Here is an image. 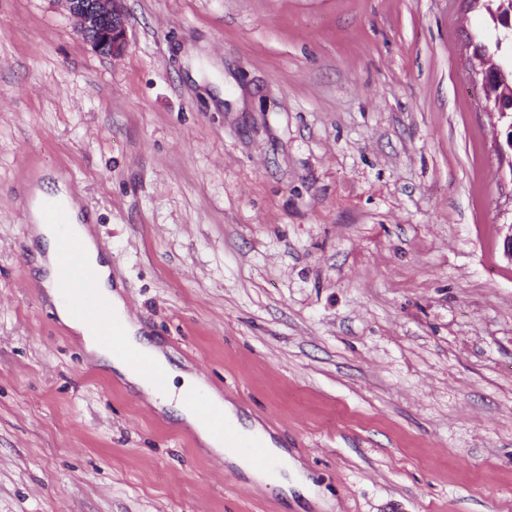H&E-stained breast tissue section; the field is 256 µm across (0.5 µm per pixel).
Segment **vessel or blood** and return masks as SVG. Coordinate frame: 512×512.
Returning <instances> with one entry per match:
<instances>
[{
  "label": "vessel or blood",
  "mask_w": 512,
  "mask_h": 512,
  "mask_svg": "<svg viewBox=\"0 0 512 512\" xmlns=\"http://www.w3.org/2000/svg\"><path fill=\"white\" fill-rule=\"evenodd\" d=\"M44 221L53 225L58 232L55 261L59 276L55 281V288L59 299L73 304L75 311L87 322L90 335L95 336L112 355L125 360L148 378L157 393H165L167 383L163 371L127 342L124 321L98 295L97 274L80 259L81 242L72 232L68 210L52 202L45 203ZM185 401L190 409L209 423L226 444L236 448L253 465L262 469L273 468L274 462L262 437L240 436L221 413L209 406L201 392H187Z\"/></svg>",
  "instance_id": "obj_1"
}]
</instances>
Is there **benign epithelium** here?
<instances>
[{
  "mask_svg": "<svg viewBox=\"0 0 512 512\" xmlns=\"http://www.w3.org/2000/svg\"><path fill=\"white\" fill-rule=\"evenodd\" d=\"M81 38L91 48L103 55L119 57L128 47L127 25L121 0H66ZM481 83L487 102L492 104L489 113L502 126L503 142L497 144L500 154L512 149V115L507 112L500 90L509 87V76L500 67L480 70Z\"/></svg>",
  "mask_w": 512,
  "mask_h": 512,
  "instance_id": "7a95c632",
  "label": "benign epithelium"
}]
</instances>
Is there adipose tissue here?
Returning <instances> with one entry per match:
<instances>
[{"instance_id": "obj_1", "label": "adipose tissue", "mask_w": 512, "mask_h": 512, "mask_svg": "<svg viewBox=\"0 0 512 512\" xmlns=\"http://www.w3.org/2000/svg\"><path fill=\"white\" fill-rule=\"evenodd\" d=\"M49 196L59 199L66 205L71 221L81 236L82 258L98 274L97 291L99 295L114 311L124 312V301L119 291L112 288L109 266L104 256L100 254L90 228L84 224L81 218L79 205L67 188L64 180L61 179L57 180L56 184L36 190L34 196L29 201L32 219L36 224L35 234L44 251L43 256L38 257L36 262V268L41 274L44 287L49 290L53 289L57 276L54 261L56 235L50 225L43 223L40 208L42 199ZM55 311L59 320L73 333L81 337L86 352L95 361L111 367L119 378L136 391L146 396L151 395L152 388L150 383L136 370L131 368L129 364H126L124 360L112 356L101 346L97 338L90 335L86 323L76 316L73 307L59 304L56 305ZM126 339L133 347L153 358L159 368L167 375L169 380L168 391L159 400V407L173 412L175 417L188 425L194 431L200 444L211 454L223 458L228 464L240 469L255 484L261 486L270 484L284 490L295 487L301 489L307 498L317 499V487L313 483H305L301 480L300 463L292 460L287 450L279 447L274 439L270 438L266 441L268 452L277 464L275 472L270 473L255 467L237 455L234 449L226 447L224 442L213 434L208 425L195 412L189 409L184 402L183 395L185 391L191 389L208 390L212 406L222 412L225 418L237 422L242 434L250 435L262 432L263 427L257 420L240 419L238 407L232 401L224 399L219 392L209 390L208 384L203 377L173 365L160 346L150 341L147 337L142 336L141 327L136 322L127 321Z\"/></svg>"}]
</instances>
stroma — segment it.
Here are the masks:
<instances>
[{
    "mask_svg": "<svg viewBox=\"0 0 512 512\" xmlns=\"http://www.w3.org/2000/svg\"><path fill=\"white\" fill-rule=\"evenodd\" d=\"M0 0V512H322L254 485L51 311L64 177L130 315L339 512H512V217L475 0ZM81 38L103 55L122 56L128 47L122 0H65Z\"/></svg>",
    "mask_w": 512,
    "mask_h": 512,
    "instance_id": "stroma-1",
    "label": "stroma"
}]
</instances>
